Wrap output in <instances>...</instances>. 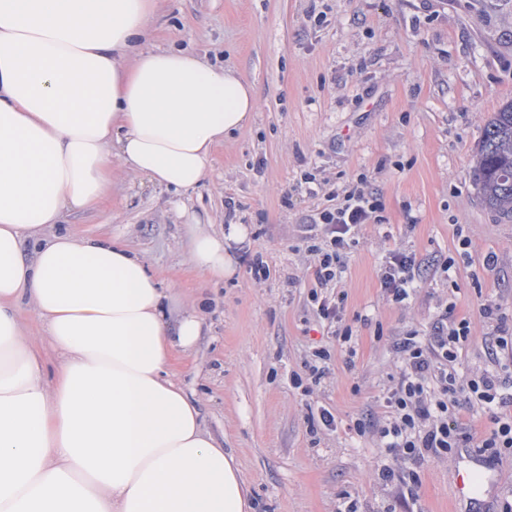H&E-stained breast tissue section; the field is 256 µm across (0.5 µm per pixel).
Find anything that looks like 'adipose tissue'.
<instances>
[{
  "label": "adipose tissue",
  "mask_w": 512,
  "mask_h": 512,
  "mask_svg": "<svg viewBox=\"0 0 512 512\" xmlns=\"http://www.w3.org/2000/svg\"><path fill=\"white\" fill-rule=\"evenodd\" d=\"M152 9L0 0V512H253L235 457L167 373L201 312L170 320L172 292L130 247L53 230L108 193L116 157L179 196L199 187L213 146L253 118L234 71L142 50ZM175 209L191 264L223 278L224 234ZM24 299L61 356L51 387L22 339Z\"/></svg>",
  "instance_id": "adipose-tissue-1"
}]
</instances>
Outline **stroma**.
<instances>
[{
  "mask_svg": "<svg viewBox=\"0 0 512 512\" xmlns=\"http://www.w3.org/2000/svg\"><path fill=\"white\" fill-rule=\"evenodd\" d=\"M150 28L147 48L191 50L255 90L251 124L215 147L209 179L189 194L215 229H241L227 247L231 272L215 281L197 271L172 195L117 162L110 198L65 214V229L127 243L175 305L205 303L202 336L168 373L233 452L255 512H466L458 452L409 461L375 430L402 367L399 338L428 335L444 313L467 319L473 341L456 365L465 380L493 367L485 343L497 323L482 305L512 320V218L485 207L473 179L483 127L512 101V0H156ZM357 183L381 199L383 221L358 226L341 257L333 327L311 309L302 227ZM394 251L419 265L402 303L380 282ZM19 314L54 385L60 356L47 327L28 302ZM318 348L331 354L321 378L296 387Z\"/></svg>",
  "mask_w": 512,
  "mask_h": 512,
  "instance_id": "stroma-1",
  "label": "stroma"
}]
</instances>
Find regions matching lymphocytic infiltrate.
<instances>
[{
    "label": "lymphocytic infiltrate",
    "mask_w": 512,
    "mask_h": 512,
    "mask_svg": "<svg viewBox=\"0 0 512 512\" xmlns=\"http://www.w3.org/2000/svg\"><path fill=\"white\" fill-rule=\"evenodd\" d=\"M382 210L379 198L355 185L345 190L342 203L314 218L321 241L311 247L316 260L310 302L317 318L331 324L339 321L343 302L328 289L340 273L341 254L350 248L359 225L380 223ZM415 266V257L400 251L391 253L383 265L381 282L395 302L409 299ZM472 340L467 319L442 318L429 336L411 333L397 342L403 368L384 401L387 419L377 429L385 447L407 460L470 446L512 453V393L504 392L499 374L486 371L462 381L454 369ZM461 399L491 411L494 426L487 435L478 438L464 430L456 412Z\"/></svg>",
    "instance_id": "obj_1"
}]
</instances>
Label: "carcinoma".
Listing matches in <instances>:
<instances>
[{
  "mask_svg": "<svg viewBox=\"0 0 512 512\" xmlns=\"http://www.w3.org/2000/svg\"><path fill=\"white\" fill-rule=\"evenodd\" d=\"M475 185L487 208L512 214V101L484 125L477 148Z\"/></svg>",
  "mask_w": 512,
  "mask_h": 512,
  "instance_id": "cac0c4a2",
  "label": "carcinoma"
}]
</instances>
